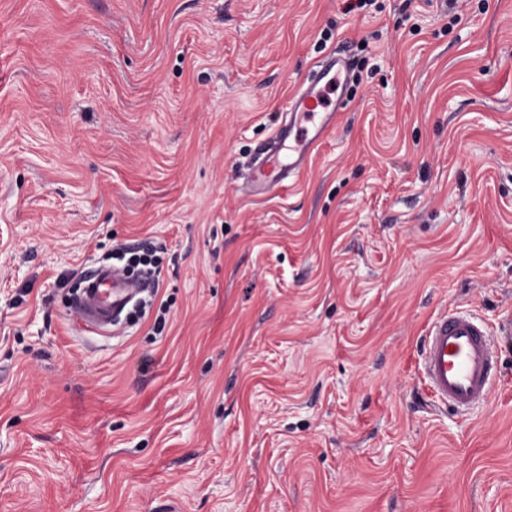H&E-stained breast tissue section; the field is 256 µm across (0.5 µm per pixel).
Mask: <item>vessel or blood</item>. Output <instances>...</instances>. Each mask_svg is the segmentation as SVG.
Masks as SVG:
<instances>
[{"label":"vessel or blood","instance_id":"1","mask_svg":"<svg viewBox=\"0 0 512 512\" xmlns=\"http://www.w3.org/2000/svg\"><path fill=\"white\" fill-rule=\"evenodd\" d=\"M350 71L349 61L336 52L316 62L307 83L284 106L288 119L254 153L245 180L247 195L286 188L305 172L315 147L347 106ZM138 289L118 271L95 269L85 277L75 312L87 331L102 332L115 323ZM421 363L433 396L462 412L487 401L498 372L490 332L466 311L445 313L432 323L423 340Z\"/></svg>","mask_w":512,"mask_h":512}]
</instances>
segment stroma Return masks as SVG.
Returning <instances> with one entry per match:
<instances>
[{"label": "stroma", "mask_w": 512, "mask_h": 512, "mask_svg": "<svg viewBox=\"0 0 512 512\" xmlns=\"http://www.w3.org/2000/svg\"><path fill=\"white\" fill-rule=\"evenodd\" d=\"M344 5L0 0V512H512V0ZM337 50L347 111L246 195ZM121 245L145 314L85 331ZM453 309L500 359L467 414L419 362ZM162 248L152 249L150 251H141L136 249H116L112 256L118 259H125L128 265L133 267H142L146 273L153 274L159 270L161 263L160 256L157 255Z\"/></svg>", "instance_id": "obj_1"}]
</instances>
